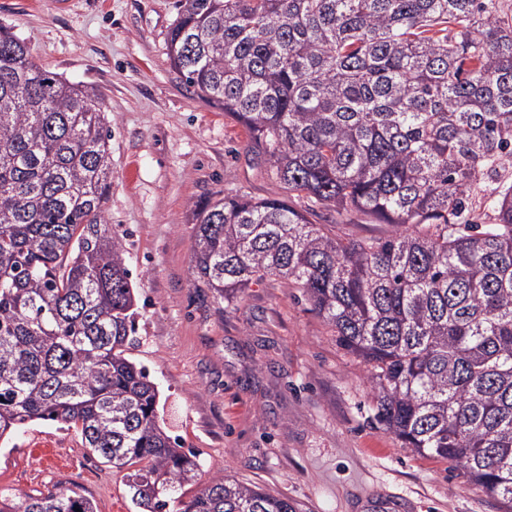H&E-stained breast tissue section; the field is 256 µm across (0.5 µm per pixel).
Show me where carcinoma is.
I'll use <instances>...</instances> for the list:
<instances>
[{
    "mask_svg": "<svg viewBox=\"0 0 512 512\" xmlns=\"http://www.w3.org/2000/svg\"><path fill=\"white\" fill-rule=\"evenodd\" d=\"M167 51L307 210L395 227L343 241L284 197L227 194L197 213L198 282L228 302L270 277L299 289L368 367L376 421L512 512V3L179 0ZM110 141L98 93L0 25V437L67 426L141 512H298L224 476L178 497L200 464L125 356ZM0 512L97 510L66 489Z\"/></svg>",
    "mask_w": 512,
    "mask_h": 512,
    "instance_id": "carcinoma-1",
    "label": "carcinoma"
}]
</instances>
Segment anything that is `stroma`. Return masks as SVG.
I'll use <instances>...</instances> for the list:
<instances>
[{"mask_svg": "<svg viewBox=\"0 0 512 512\" xmlns=\"http://www.w3.org/2000/svg\"><path fill=\"white\" fill-rule=\"evenodd\" d=\"M178 0H0L33 60L99 93L112 130L106 219L137 289L136 341L172 436L193 450L198 482L224 475L297 503L300 512H501L448 463L403 447L374 418L364 363L340 347L308 301L269 279L224 302L198 287L195 209L225 194L284 196L260 173L232 116L189 92L166 40ZM286 196V195H285ZM315 224L342 240L385 238L367 216ZM72 488L97 512H138L122 473L52 421L0 440V495Z\"/></svg>", "mask_w": 512, "mask_h": 512, "instance_id": "1", "label": "stroma"}]
</instances>
